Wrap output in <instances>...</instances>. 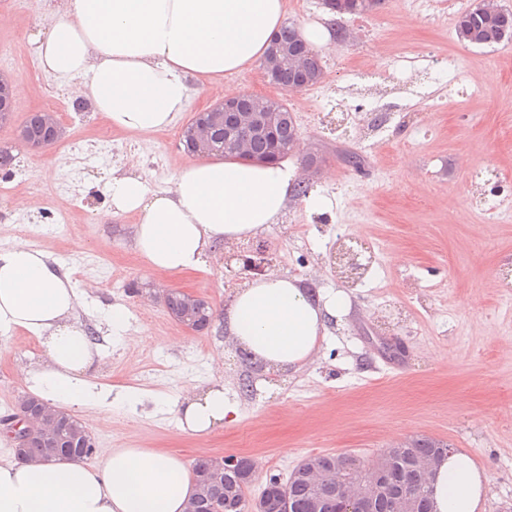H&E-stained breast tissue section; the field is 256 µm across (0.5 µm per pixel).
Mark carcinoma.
<instances>
[{
	"label": "carcinoma",
	"instance_id": "obj_1",
	"mask_svg": "<svg viewBox=\"0 0 512 512\" xmlns=\"http://www.w3.org/2000/svg\"><path fill=\"white\" fill-rule=\"evenodd\" d=\"M383 0H339V7L344 14L363 16L381 8ZM455 32L458 41L467 45L493 47L504 41L512 40V10L498 8V0H484L480 7L471 8L462 13L457 20ZM280 42L288 47V60L281 62L275 72L269 76V82L284 89H294L300 85L299 59L304 57L308 70L315 79L308 86L318 84L323 77V68L318 58L313 55V48L300 43L296 29L292 25L283 28ZM194 121H205L213 125L217 142L214 148L228 155L234 154V145L224 142V115L221 112H198ZM168 313L178 320L192 324L194 331L208 329L214 320L211 306L203 302L189 310L184 306L182 296L170 295L166 301ZM53 425L65 428L67 441L51 446L41 442H32L24 449V454L32 461H38L47 455L52 457L82 458V432L80 420L72 414H59L52 420ZM448 444L429 438L416 439L402 448L391 449L385 457L386 466L393 480L383 487L371 505V512H391V497L400 488L409 489L419 485L420 476L416 462L423 456L444 457ZM325 466L324 483L318 484L309 477L300 474L288 483L285 491L264 486L261 493L282 505V512H316L315 502L323 495L336 492V457L320 455L315 457ZM255 465L247 458H239L235 468L215 473L210 470L209 459L201 458L193 465L196 493L203 496L212 512H242L246 501V490L252 483Z\"/></svg>",
	"mask_w": 512,
	"mask_h": 512
}]
</instances>
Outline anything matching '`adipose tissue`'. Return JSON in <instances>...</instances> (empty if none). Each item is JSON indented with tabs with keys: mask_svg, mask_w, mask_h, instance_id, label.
Instances as JSON below:
<instances>
[{
	"mask_svg": "<svg viewBox=\"0 0 512 512\" xmlns=\"http://www.w3.org/2000/svg\"><path fill=\"white\" fill-rule=\"evenodd\" d=\"M287 19L285 0H61L31 40L41 70L75 84L113 128L148 134L173 126L197 82L259 63ZM150 191L139 175L113 172L100 193L113 213H133L135 252L157 271L205 267L210 250L278 223L298 188L287 162L214 154ZM75 284L49 255L25 244L0 253V334L21 329L44 357L25 369L26 389L54 407L135 405L93 380L104 351L89 339ZM347 291L312 288L272 273L246 282L217 316L240 350L272 371L299 369L329 323L347 315ZM181 429L212 433L237 420L223 384L175 401ZM98 464L60 458L0 463V512H184L195 490L189 465L155 448H97ZM487 477L463 451L448 454L432 483L436 512H479Z\"/></svg>",
	"mask_w": 512,
	"mask_h": 512,
	"instance_id": "ef3b65f1",
	"label": "adipose tissue"
}]
</instances>
